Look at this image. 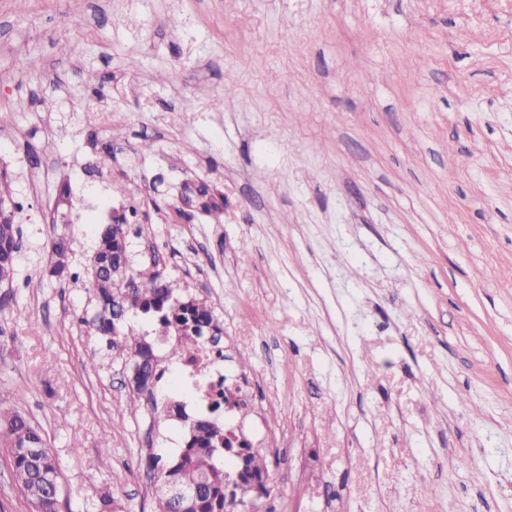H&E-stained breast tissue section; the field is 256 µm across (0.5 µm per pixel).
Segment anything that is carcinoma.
<instances>
[{
    "label": "carcinoma",
    "mask_w": 512,
    "mask_h": 512,
    "mask_svg": "<svg viewBox=\"0 0 512 512\" xmlns=\"http://www.w3.org/2000/svg\"><path fill=\"white\" fill-rule=\"evenodd\" d=\"M70 243L58 237L51 243V273L68 274ZM19 229L13 212L0 208V284L12 280L19 257ZM128 256L126 224L103 225L91 259V271L97 290L99 311L92 328L107 337V345L116 355L135 364L143 384L132 389L127 404L136 406L145 397L155 400L154 386L160 381V363L144 360L143 349L156 346L152 341L133 335L132 331L113 338L115 320L130 312L141 314L157 326L159 335L178 334L163 361L181 362L184 355L199 346L203 336H220L223 328L204 301L182 299V285L158 271L131 278L124 288L112 278V259ZM221 403H215L213 415L189 423L190 438L173 460L150 454V470L156 472L154 512H226L237 492L253 491L254 486L267 490L266 458L239 436L229 437ZM0 447L8 454L14 480L26 498L31 512H57L60 468L48 448L42 431L25 417L14 412L0 415ZM178 488H193L197 495L189 501L175 498Z\"/></svg>",
    "instance_id": "1"
}]
</instances>
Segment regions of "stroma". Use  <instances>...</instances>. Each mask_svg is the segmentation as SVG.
I'll return each instance as SVG.
<instances>
[{"label":"stroma","mask_w":512,"mask_h":512,"mask_svg":"<svg viewBox=\"0 0 512 512\" xmlns=\"http://www.w3.org/2000/svg\"><path fill=\"white\" fill-rule=\"evenodd\" d=\"M1 170L0 410L43 430L59 512H154L147 454L189 438L153 424L167 381L126 406L90 325L116 214L131 274L211 306L247 381L269 492L234 512H512V0H0ZM199 182L220 216L183 202ZM64 184L100 224L53 219ZM11 187L1 177L0 181V284L12 280L19 257V229L14 220L13 212L6 213L2 203L11 198ZM70 243L65 237H58L51 243L52 266L50 272L57 277L68 274V254Z\"/></svg>","instance_id":"1"}]
</instances>
